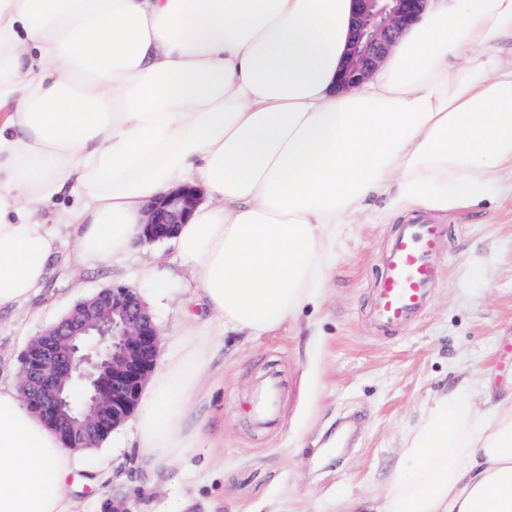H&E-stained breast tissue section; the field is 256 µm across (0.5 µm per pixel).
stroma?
I'll return each instance as SVG.
<instances>
[{
    "label": "stroma",
    "mask_w": 512,
    "mask_h": 512,
    "mask_svg": "<svg viewBox=\"0 0 512 512\" xmlns=\"http://www.w3.org/2000/svg\"><path fill=\"white\" fill-rule=\"evenodd\" d=\"M439 273L421 313L387 331L369 311L381 259L399 224L369 216L347 225L318 307L273 335L212 331L224 356L215 385L207 443L144 486L132 466L133 427L124 424L98 448L82 450L69 491L79 512H101L106 496L130 512H377L403 439L432 397L462 379L481 393L485 379L512 390V173L489 199L443 217ZM167 241L142 243L121 260L76 261L63 242L45 284L28 301L0 312V381L18 382L20 355L82 297L131 286L148 304L159 335L173 334L196 292ZM164 274L157 295L143 269ZM282 379L276 426L256 424L244 408L260 377ZM116 472L98 470V453Z\"/></svg>",
    "instance_id": "1"
}]
</instances>
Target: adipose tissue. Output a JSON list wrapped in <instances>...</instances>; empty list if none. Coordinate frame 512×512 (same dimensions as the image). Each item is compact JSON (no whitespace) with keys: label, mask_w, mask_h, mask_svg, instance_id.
Here are the masks:
<instances>
[{"label":"adipose tissue","mask_w":512,"mask_h":512,"mask_svg":"<svg viewBox=\"0 0 512 512\" xmlns=\"http://www.w3.org/2000/svg\"><path fill=\"white\" fill-rule=\"evenodd\" d=\"M353 0H0V309L46 280L68 228L119 258L146 206L203 187L175 236L207 320L142 391L144 481L208 436L213 321L258 339L317 303L346 225L463 209L512 171V0H429L363 82L336 84ZM56 195L75 205L38 214ZM436 394L379 512H512V393ZM76 454L0 383V512H77Z\"/></svg>","instance_id":"ef3b65f1"}]
</instances>
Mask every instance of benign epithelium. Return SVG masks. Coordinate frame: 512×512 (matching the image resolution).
I'll return each mask as SVG.
<instances>
[{"instance_id": "7a95c632", "label": "benign epithelium", "mask_w": 512, "mask_h": 512, "mask_svg": "<svg viewBox=\"0 0 512 512\" xmlns=\"http://www.w3.org/2000/svg\"><path fill=\"white\" fill-rule=\"evenodd\" d=\"M427 0H356L341 83L354 86L385 58L400 33L417 22ZM200 201L193 187L151 204L142 241L172 237ZM159 334L138 290L106 286L45 329L21 356L26 404L74 450L95 448L138 406L155 369Z\"/></svg>"}]
</instances>
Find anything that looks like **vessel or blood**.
<instances>
[{
  "label": "vessel or blood",
  "mask_w": 512,
  "mask_h": 512,
  "mask_svg": "<svg viewBox=\"0 0 512 512\" xmlns=\"http://www.w3.org/2000/svg\"><path fill=\"white\" fill-rule=\"evenodd\" d=\"M438 225H403L383 258V276L376 288L370 314L379 325L393 329L412 321L426 302L441 253ZM281 381L277 374L262 377L248 403L256 422L269 424L278 415Z\"/></svg>",
  "instance_id": "vessel-or-blood-1"
}]
</instances>
